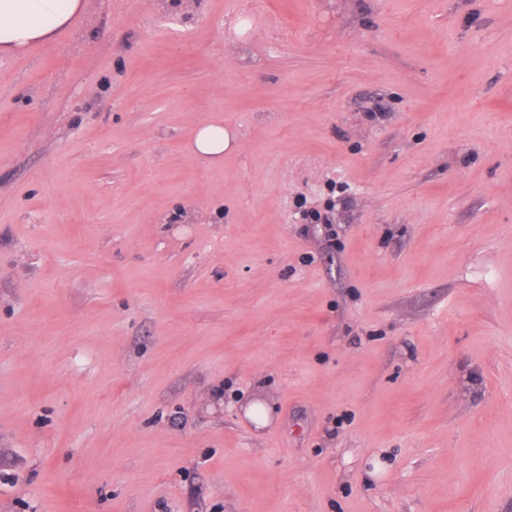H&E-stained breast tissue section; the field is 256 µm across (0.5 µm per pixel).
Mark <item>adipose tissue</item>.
Masks as SVG:
<instances>
[{"mask_svg":"<svg viewBox=\"0 0 512 512\" xmlns=\"http://www.w3.org/2000/svg\"><path fill=\"white\" fill-rule=\"evenodd\" d=\"M85 7V0H0V55L56 41Z\"/></svg>","mask_w":512,"mask_h":512,"instance_id":"1","label":"adipose tissue"}]
</instances>
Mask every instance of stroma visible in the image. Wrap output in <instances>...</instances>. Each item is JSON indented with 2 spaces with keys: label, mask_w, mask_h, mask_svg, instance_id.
I'll return each mask as SVG.
<instances>
[{
  "label": "stroma",
  "mask_w": 512,
  "mask_h": 512,
  "mask_svg": "<svg viewBox=\"0 0 512 512\" xmlns=\"http://www.w3.org/2000/svg\"><path fill=\"white\" fill-rule=\"evenodd\" d=\"M0 512H512V0H87L0 58ZM232 143L231 134L220 124H204L199 126L193 137L192 150L203 162H216L224 157Z\"/></svg>",
  "instance_id": "obj_1"
}]
</instances>
